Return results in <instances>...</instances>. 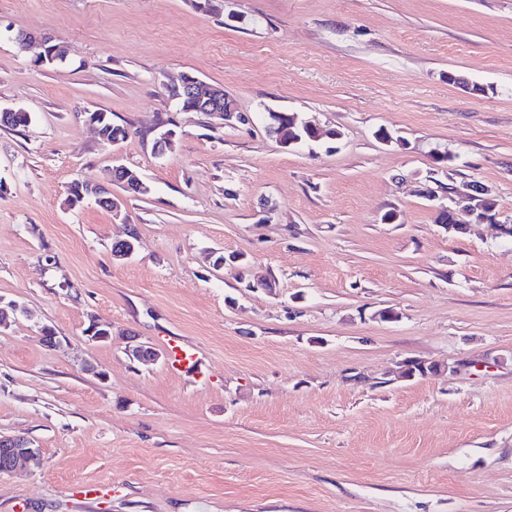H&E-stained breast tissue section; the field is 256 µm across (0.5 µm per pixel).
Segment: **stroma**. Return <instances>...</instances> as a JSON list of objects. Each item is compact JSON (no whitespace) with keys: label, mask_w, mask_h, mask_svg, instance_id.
<instances>
[{"label":"stroma","mask_w":512,"mask_h":512,"mask_svg":"<svg viewBox=\"0 0 512 512\" xmlns=\"http://www.w3.org/2000/svg\"><path fill=\"white\" fill-rule=\"evenodd\" d=\"M20 30L65 62L35 66ZM188 75L253 123L181 110ZM6 107L34 119L0 128V433L41 463L0 475V512H512V238L434 212L475 181L512 220V0H0ZM268 109L340 137L283 147ZM116 164L150 187L127 222L69 205ZM132 336L204 365L132 361ZM88 117L92 120H97L101 124V132L104 136L107 137V139H112L111 141L105 140L107 143L110 144H116L119 142L113 141V139H120L121 141L124 140L127 135L128 131L123 126L116 125L112 122V117L106 112L101 111H92L88 112ZM201 358L198 351L173 342L170 348V369L178 374H187L200 369Z\"/></svg>","instance_id":"1"}]
</instances>
